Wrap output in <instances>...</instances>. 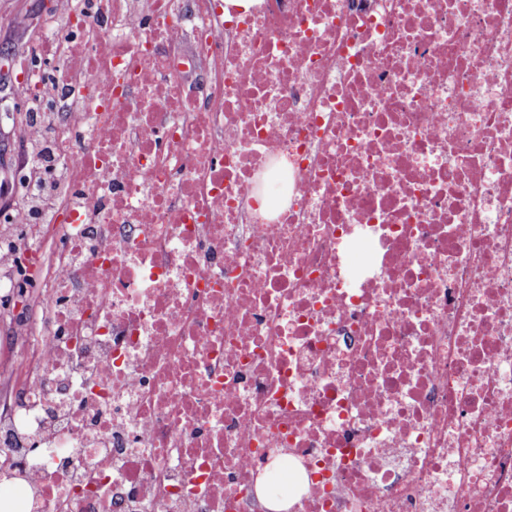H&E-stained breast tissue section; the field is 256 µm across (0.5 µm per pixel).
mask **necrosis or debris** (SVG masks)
<instances>
[{
    "label": "necrosis or debris",
    "mask_w": 512,
    "mask_h": 512,
    "mask_svg": "<svg viewBox=\"0 0 512 512\" xmlns=\"http://www.w3.org/2000/svg\"><path fill=\"white\" fill-rule=\"evenodd\" d=\"M55 13L0 512H512V0Z\"/></svg>",
    "instance_id": "obj_1"
}]
</instances>
